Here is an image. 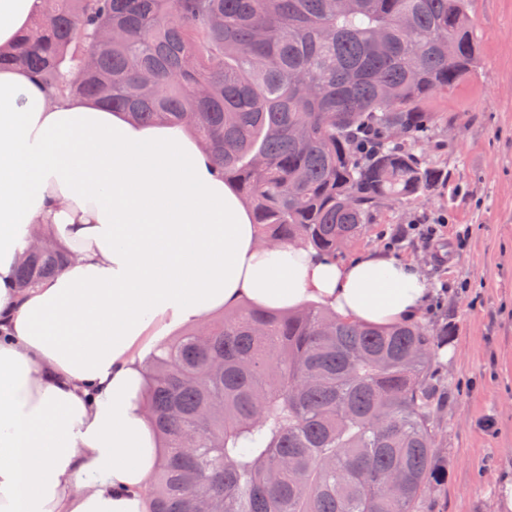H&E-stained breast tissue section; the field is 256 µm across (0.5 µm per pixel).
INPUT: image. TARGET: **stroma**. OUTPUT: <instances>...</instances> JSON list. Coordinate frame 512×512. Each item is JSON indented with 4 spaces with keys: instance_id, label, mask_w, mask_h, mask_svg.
Returning <instances> with one entry per match:
<instances>
[{
    "instance_id": "obj_1",
    "label": "stroma",
    "mask_w": 512,
    "mask_h": 512,
    "mask_svg": "<svg viewBox=\"0 0 512 512\" xmlns=\"http://www.w3.org/2000/svg\"><path fill=\"white\" fill-rule=\"evenodd\" d=\"M470 20L475 70L428 102L441 121L425 157L444 169L443 182L430 199L392 203L342 254L384 250L420 217L444 220L447 260L416 238L393 250L434 290L419 321L449 336L435 363L448 480L430 490L423 512H507L502 478L512 474V0H471Z\"/></svg>"
}]
</instances>
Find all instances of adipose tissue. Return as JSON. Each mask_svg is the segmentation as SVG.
<instances>
[{
	"label": "adipose tissue",
	"instance_id": "adipose-tissue-1",
	"mask_svg": "<svg viewBox=\"0 0 512 512\" xmlns=\"http://www.w3.org/2000/svg\"><path fill=\"white\" fill-rule=\"evenodd\" d=\"M38 0H0V48ZM69 262L20 289L36 235ZM430 295L375 251L350 261L258 240L249 209L186 127L138 124L22 67L0 69V512H151L160 461L145 358L245 304L316 302L391 326Z\"/></svg>",
	"mask_w": 512,
	"mask_h": 512
}]
</instances>
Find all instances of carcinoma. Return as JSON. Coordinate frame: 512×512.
I'll list each match as a JSON object with an SVG mask.
<instances>
[{"mask_svg":"<svg viewBox=\"0 0 512 512\" xmlns=\"http://www.w3.org/2000/svg\"><path fill=\"white\" fill-rule=\"evenodd\" d=\"M469 0H42L0 69L207 145L258 234L336 253L445 177L426 104L477 64ZM458 54L448 59V36ZM65 257L28 252L20 287ZM421 322L242 306L148 365L152 512H418L448 472ZM401 476L396 484L384 475Z\"/></svg>","mask_w":512,"mask_h":512,"instance_id":"obj_1","label":"carcinoma"}]
</instances>
